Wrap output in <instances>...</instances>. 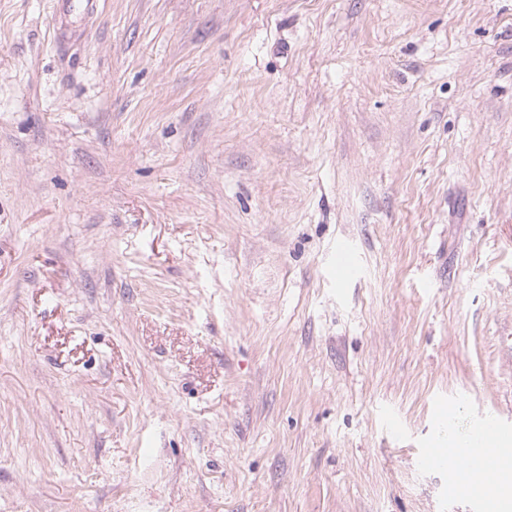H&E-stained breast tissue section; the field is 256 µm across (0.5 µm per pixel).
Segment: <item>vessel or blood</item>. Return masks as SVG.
<instances>
[{
	"label": "vessel or blood",
	"mask_w": 512,
	"mask_h": 512,
	"mask_svg": "<svg viewBox=\"0 0 512 512\" xmlns=\"http://www.w3.org/2000/svg\"><path fill=\"white\" fill-rule=\"evenodd\" d=\"M337 275L344 280L352 279L356 265L352 248L339 244L335 252ZM462 454L472 473L488 476L496 471L502 458L512 454V425L499 417H481L471 430V440Z\"/></svg>",
	"instance_id": "vessel-or-blood-1"
}]
</instances>
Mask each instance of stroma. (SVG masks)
<instances>
[{"instance_id":"35a3bbf8","label":"stroma","mask_w":512,"mask_h":512,"mask_svg":"<svg viewBox=\"0 0 512 512\" xmlns=\"http://www.w3.org/2000/svg\"><path fill=\"white\" fill-rule=\"evenodd\" d=\"M75 2L0 0V512H474L512 0ZM336 274L343 280L352 279L356 273V265L352 248L341 243L336 247L335 252Z\"/></svg>"}]
</instances>
